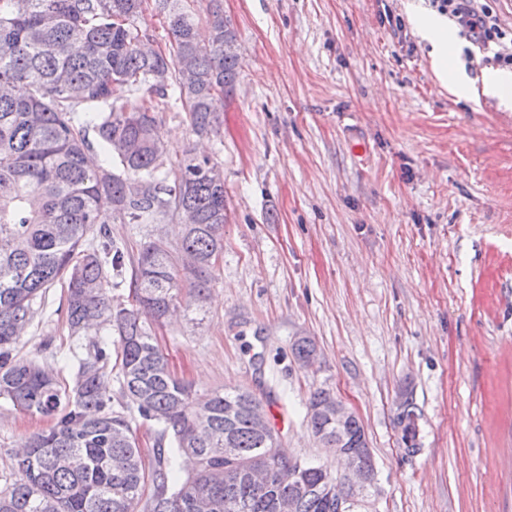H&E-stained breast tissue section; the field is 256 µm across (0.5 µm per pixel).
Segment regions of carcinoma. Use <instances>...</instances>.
<instances>
[{
    "mask_svg": "<svg viewBox=\"0 0 512 512\" xmlns=\"http://www.w3.org/2000/svg\"><path fill=\"white\" fill-rule=\"evenodd\" d=\"M208 6L203 37L183 0H0V398L51 420L16 454L0 512H281L290 497L293 512H336L327 468L310 461L291 479L279 432L257 430L261 399L240 388L193 394L142 320L190 307L224 250L223 172L188 150L168 183L155 136L156 113L178 102L195 133H211L233 91L237 36L220 0ZM148 15L160 18L169 46L152 47ZM174 218L186 224V285L162 240L134 259L108 229ZM57 284L71 339L90 324L104 330L99 342L68 348L71 386L17 352L37 300ZM121 287L128 307L111 304ZM293 353L301 362L316 346L299 338ZM334 396L311 394V432L367 447L358 417L338 426L316 412ZM135 415L154 435L150 456ZM418 418L409 401L397 415L409 455L419 451Z\"/></svg>",
    "mask_w": 512,
    "mask_h": 512,
    "instance_id": "carcinoma-1",
    "label": "carcinoma"
}]
</instances>
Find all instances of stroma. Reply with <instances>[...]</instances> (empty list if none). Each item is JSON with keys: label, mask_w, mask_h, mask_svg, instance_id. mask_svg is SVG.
<instances>
[{"label": "stroma", "mask_w": 512, "mask_h": 512, "mask_svg": "<svg viewBox=\"0 0 512 512\" xmlns=\"http://www.w3.org/2000/svg\"><path fill=\"white\" fill-rule=\"evenodd\" d=\"M239 69L216 132L163 112L168 160L204 153L224 173V252L199 304L154 326L174 372L200 394L262 398L286 452L342 462L307 425L319 387L362 420L379 494L371 512H512V107L484 94L491 64L456 23L473 83L441 86L410 7L430 0H222ZM180 224H114L138 254L180 256ZM50 288L18 352L57 366L69 331ZM312 338L317 359L292 354ZM419 414L418 454L396 416ZM0 399V487L47 429Z\"/></svg>", "instance_id": "1"}]
</instances>
